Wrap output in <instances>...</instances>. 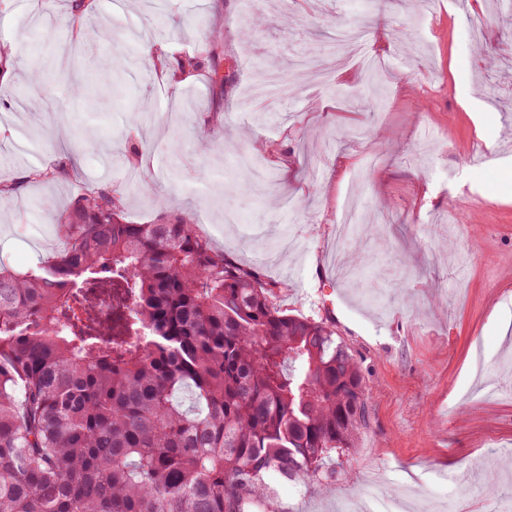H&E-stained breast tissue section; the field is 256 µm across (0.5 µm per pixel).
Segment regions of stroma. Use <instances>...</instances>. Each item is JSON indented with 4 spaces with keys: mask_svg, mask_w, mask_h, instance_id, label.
Segmentation results:
<instances>
[{
    "mask_svg": "<svg viewBox=\"0 0 512 512\" xmlns=\"http://www.w3.org/2000/svg\"><path fill=\"white\" fill-rule=\"evenodd\" d=\"M95 0L87 28L119 23L94 58H142L131 22L164 26L170 54L204 53L223 27V88L198 72H72L73 0H0V267L61 251L55 219L90 189L129 224L191 214L216 250L281 282L286 314L329 325L358 363L369 419L333 486L274 480L281 512H342L369 475L389 493L458 487L493 512L512 485V23L491 0ZM484 19L472 37L466 18ZM384 83L365 103L362 53ZM301 67L274 110L241 106L254 67ZM44 86L32 95L29 75ZM492 85L500 101L483 89ZM61 163L62 175L38 178ZM487 352L472 373L475 346Z\"/></svg>",
    "mask_w": 512,
    "mask_h": 512,
    "instance_id": "stroma-1",
    "label": "stroma"
}]
</instances>
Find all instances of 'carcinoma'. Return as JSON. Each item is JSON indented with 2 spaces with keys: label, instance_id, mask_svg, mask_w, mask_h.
<instances>
[{
  "label": "carcinoma",
  "instance_id": "obj_1",
  "mask_svg": "<svg viewBox=\"0 0 512 512\" xmlns=\"http://www.w3.org/2000/svg\"><path fill=\"white\" fill-rule=\"evenodd\" d=\"M119 212L82 194L56 219L62 252L0 269V512H280L272 479L332 485L367 418L347 347L191 217Z\"/></svg>",
  "mask_w": 512,
  "mask_h": 512
}]
</instances>
